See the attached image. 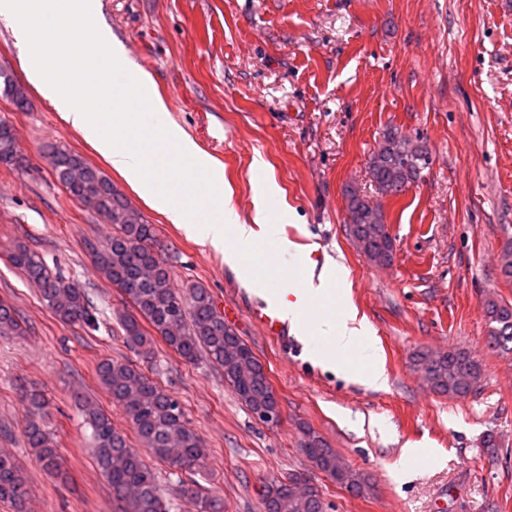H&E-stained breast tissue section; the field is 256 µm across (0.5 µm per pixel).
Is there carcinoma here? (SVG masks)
Listing matches in <instances>:
<instances>
[{
  "mask_svg": "<svg viewBox=\"0 0 512 512\" xmlns=\"http://www.w3.org/2000/svg\"><path fill=\"white\" fill-rule=\"evenodd\" d=\"M0 93L13 99L22 109L26 98L9 74L0 72ZM401 133L390 129L383 134L382 144L369 159L371 182L379 193L417 182L427 157L423 148H413L409 158L400 153ZM51 165L58 181L78 201L87 194L96 197V213L115 229L100 247L93 248L96 270L129 299L134 314L122 319L127 343L139 355L153 353L155 337L182 358L193 361L198 349L204 348L209 358L224 370L238 398L253 410L273 402L272 385L264 367L249 346L224 324L210 291L200 284L189 285L179 292L173 285L168 263L158 247L155 225L134 208L102 171L80 155L56 150ZM349 223L360 238L369 240L364 249L374 263H391L395 238L385 224L382 211L372 206L357 190L347 195ZM12 264L22 270L34 284L40 299L63 323L94 328L98 324L96 310L84 290L59 272L49 269L44 258L26 244L15 246ZM491 323V337L496 347L512 351V306L495 300L484 305ZM21 329L19 317L7 303L0 302V332ZM416 365L430 364L425 372L429 386L451 398L466 397L477 391L482 364L469 351L450 348L442 353H419ZM98 381L112 403L124 414L140 443L155 459L178 471L205 466L206 448L201 437L188 426L180 403L154 379L131 362L102 360L97 367ZM27 411L23 429L25 441L37 461L49 471L62 470L64 461L44 418L50 401L42 392L27 389L22 394ZM91 427V443L96 464L112 486L120 503L119 512H170V503L162 496L153 470L127 442L111 418L91 402L83 405ZM301 447L313 465L336 484L356 493L364 489L357 471L344 465L311 429L303 432ZM179 493L191 500L196 512H222L223 499L201 488L196 482H184ZM27 487L24 476L14 461L0 454V502L9 504L13 512H25ZM265 512H326V504L315 487L286 490L278 479L264 486Z\"/></svg>",
  "mask_w": 512,
  "mask_h": 512,
  "instance_id": "carcinoma-1",
  "label": "carcinoma"
}]
</instances>
